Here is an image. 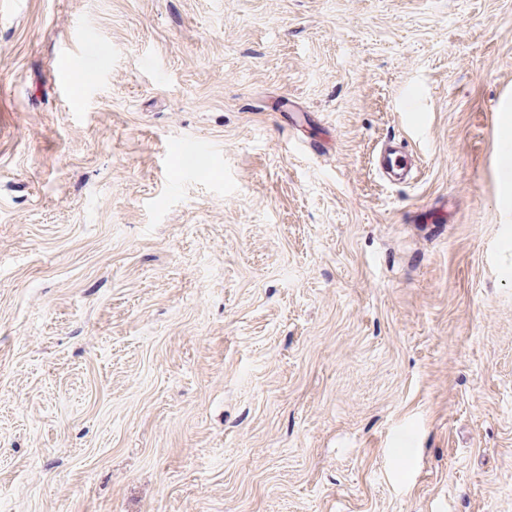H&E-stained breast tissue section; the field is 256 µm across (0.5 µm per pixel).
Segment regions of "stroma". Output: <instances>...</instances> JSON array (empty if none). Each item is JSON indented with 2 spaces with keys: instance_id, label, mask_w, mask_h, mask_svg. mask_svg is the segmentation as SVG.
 <instances>
[{
  "instance_id": "stroma-1",
  "label": "stroma",
  "mask_w": 512,
  "mask_h": 512,
  "mask_svg": "<svg viewBox=\"0 0 512 512\" xmlns=\"http://www.w3.org/2000/svg\"><path fill=\"white\" fill-rule=\"evenodd\" d=\"M0 113V512H512V0H0ZM378 174L389 182L407 183L417 170L416 158L402 139H387L381 143L375 157Z\"/></svg>"
}]
</instances>
